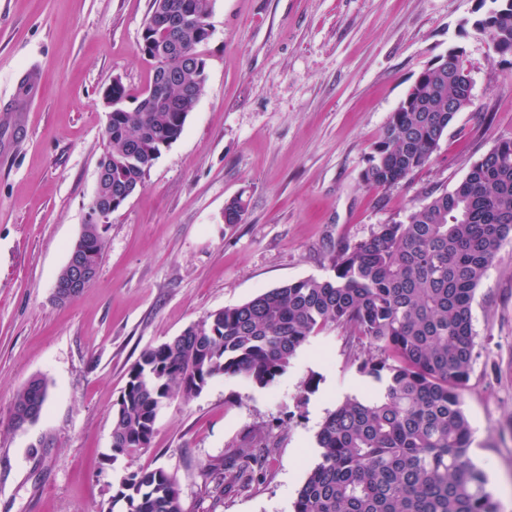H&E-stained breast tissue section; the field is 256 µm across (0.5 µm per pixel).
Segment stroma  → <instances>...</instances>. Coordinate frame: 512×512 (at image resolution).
<instances>
[{
    "label": "stroma",
    "instance_id": "obj_1",
    "mask_svg": "<svg viewBox=\"0 0 512 512\" xmlns=\"http://www.w3.org/2000/svg\"><path fill=\"white\" fill-rule=\"evenodd\" d=\"M489 0H214L203 94L181 136L104 226L98 275L60 304L56 277L78 239L106 149L104 93L132 95L152 70L137 53L149 0H0V512H98L121 479L163 468L185 512H292L318 462L321 422L378 390L367 346L332 326L259 387L220 377L160 408L150 449L113 457V406L141 351L208 313L289 282L332 275L344 246L452 190L512 139V54L474 22ZM461 52L473 104L423 168L362 180L372 145L417 77ZM32 72L40 97L19 100ZM243 197L242 223L224 206ZM475 348L462 392L470 455L512 512V243L473 302ZM43 376L49 399L12 428L13 397ZM263 469L220 491L204 472L256 443Z\"/></svg>",
    "mask_w": 512,
    "mask_h": 512
}]
</instances>
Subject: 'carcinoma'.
<instances>
[{"mask_svg": "<svg viewBox=\"0 0 512 512\" xmlns=\"http://www.w3.org/2000/svg\"><path fill=\"white\" fill-rule=\"evenodd\" d=\"M476 21L493 49L512 54V0ZM153 48H168L165 29L145 23ZM183 48L200 55L204 40L189 28ZM465 71L451 50L418 76L373 145L363 180L395 184L425 166L456 112L473 105L458 82ZM158 103L144 112L112 113L105 127L113 187L140 185L162 151L182 134L192 105ZM238 196L224 206V223L243 222ZM82 241L101 264V225L85 224ZM512 242V140L476 161L456 187L412 206L405 221L381 224L342 249L333 275L303 278L207 314L173 339L145 348L128 371L112 417V459L149 448L158 410L175 397L198 395L222 376L266 387L298 350L328 326H345L353 340L380 350L360 371L384 384L365 399L348 398L321 424V460L297 493L293 512H498L485 472L469 454L470 423L462 409L475 336L476 289L506 243ZM46 380L35 375L16 392V414H42ZM269 449L244 448L205 471L249 483ZM184 512L176 479L166 470L128 473L99 512Z\"/></svg>", "mask_w": 512, "mask_h": 512, "instance_id": "cac0c4a2", "label": "carcinoma"}]
</instances>
